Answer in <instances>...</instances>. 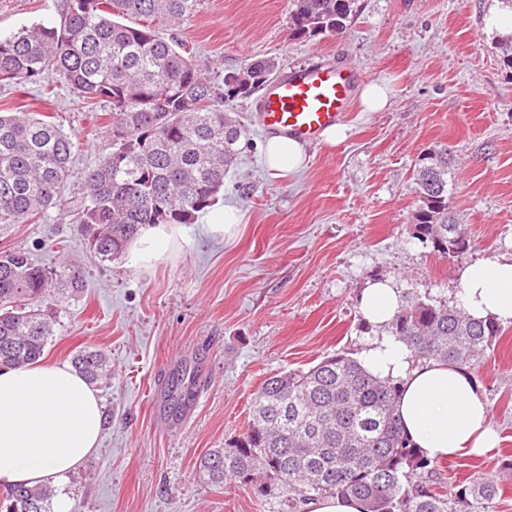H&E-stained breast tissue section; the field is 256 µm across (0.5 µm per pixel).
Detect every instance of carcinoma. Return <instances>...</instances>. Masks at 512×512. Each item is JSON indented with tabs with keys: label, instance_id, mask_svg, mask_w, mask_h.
Returning <instances> with one entry per match:
<instances>
[{
	"label": "carcinoma",
	"instance_id": "cac0c4a2",
	"mask_svg": "<svg viewBox=\"0 0 512 512\" xmlns=\"http://www.w3.org/2000/svg\"><path fill=\"white\" fill-rule=\"evenodd\" d=\"M200 0H53V15L0 34V82L47 91L51 73L72 93L109 110L112 150L90 168L74 223L98 261L125 253L152 224H190L224 190L245 132L224 111V97H249L279 69L257 59L224 74V93L184 44L161 27H177ZM292 34L338 35L357 0H290ZM76 143L56 124L26 110L0 112V224H18L61 205ZM448 150L429 151L415 168L412 237L442 258L467 252L472 239L448 202ZM82 271L30 262L22 249L0 254V367L43 357L57 333L58 303L76 296ZM387 332L419 360L462 365L495 349L502 335L492 319L462 306L407 295ZM72 364L91 383L112 371L106 356L83 348ZM399 387L344 353L306 371L264 381L245 431L206 453L199 473L220 485L255 483L283 505L328 494L363 502L365 512H494L499 490L489 478L447 488L431 481L437 462L422 456L396 414ZM47 486L0 488V512H51Z\"/></svg>",
	"mask_w": 512,
	"mask_h": 512
}]
</instances>
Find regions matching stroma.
<instances>
[{
  "mask_svg": "<svg viewBox=\"0 0 512 512\" xmlns=\"http://www.w3.org/2000/svg\"><path fill=\"white\" fill-rule=\"evenodd\" d=\"M288 3L201 0L172 34L215 77L255 58L344 63L386 80L392 105L365 112L352 103L345 140L309 145L305 167L276 179L264 165L255 97L225 100L249 138L224 179L221 203L242 217L231 237L185 225L178 248L144 268L130 253L99 263L66 208L0 224V252L24 249L41 267L85 270L81 293L61 304L44 362L92 346L112 366L97 386L106 416L99 448L69 482L71 512H282L278 496L199 474L205 453L243 433L263 381L337 353L360 357L379 334L358 304L369 280L452 306L462 267L512 253V70L497 47L512 33V10L501 0H358L343 34L296 38ZM50 9V0H0V33ZM49 80L50 95L0 86V112H37L71 135L77 148L62 189L71 201L112 149L108 110L85 104L57 75ZM440 147L455 158L448 196L474 240L451 260L410 232L414 164ZM467 370L499 444L442 461L439 478L460 486L494 478L496 512H512V324Z\"/></svg>",
  "mask_w": 512,
  "mask_h": 512,
  "instance_id": "1",
  "label": "stroma"
}]
</instances>
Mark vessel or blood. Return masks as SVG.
Wrapping results in <instances>:
<instances>
[{
  "label": "vessel or blood",
  "instance_id": "vessel-or-blood-1",
  "mask_svg": "<svg viewBox=\"0 0 512 512\" xmlns=\"http://www.w3.org/2000/svg\"><path fill=\"white\" fill-rule=\"evenodd\" d=\"M359 84L355 72L322 62L283 70L257 102L259 123L270 136L319 141L343 121Z\"/></svg>",
  "mask_w": 512,
  "mask_h": 512
}]
</instances>
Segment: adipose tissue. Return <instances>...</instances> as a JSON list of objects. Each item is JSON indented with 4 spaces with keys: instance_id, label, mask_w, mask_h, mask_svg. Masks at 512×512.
<instances>
[{
    "instance_id": "obj_1",
    "label": "adipose tissue",
    "mask_w": 512,
    "mask_h": 512,
    "mask_svg": "<svg viewBox=\"0 0 512 512\" xmlns=\"http://www.w3.org/2000/svg\"><path fill=\"white\" fill-rule=\"evenodd\" d=\"M275 175L292 174L305 162L304 143L269 139L261 148ZM183 238L177 224L149 227L132 243L139 264L151 265ZM465 310L477 319L512 323V254L481 258L459 273ZM402 305L391 280L367 282L359 309L384 329ZM361 363L401 388L398 413L405 433L431 460L483 455L498 445L490 409L476 380L464 369L417 360L393 336L377 337ZM105 413L97 390L68 363L34 364L0 371V486L59 488L56 512H70L64 489L98 446Z\"/></svg>"
}]
</instances>
